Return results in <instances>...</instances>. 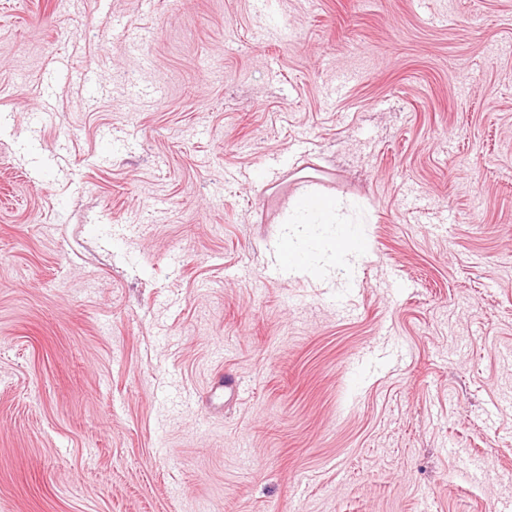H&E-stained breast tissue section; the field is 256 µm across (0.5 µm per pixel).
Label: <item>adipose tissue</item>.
<instances>
[{
  "instance_id": "1",
  "label": "adipose tissue",
  "mask_w": 512,
  "mask_h": 512,
  "mask_svg": "<svg viewBox=\"0 0 512 512\" xmlns=\"http://www.w3.org/2000/svg\"><path fill=\"white\" fill-rule=\"evenodd\" d=\"M350 231V226L341 222L335 200L322 201L313 208L301 197L290 206L278 253L287 256L288 272L330 269L345 276L351 258L358 254L357 249L344 244V237Z\"/></svg>"
}]
</instances>
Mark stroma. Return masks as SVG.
Masks as SVG:
<instances>
[{"mask_svg":"<svg viewBox=\"0 0 512 512\" xmlns=\"http://www.w3.org/2000/svg\"><path fill=\"white\" fill-rule=\"evenodd\" d=\"M273 10L0 0V512L512 501V0ZM310 192L353 285L276 263Z\"/></svg>","mask_w":512,"mask_h":512,"instance_id":"1","label":"stroma"}]
</instances>
